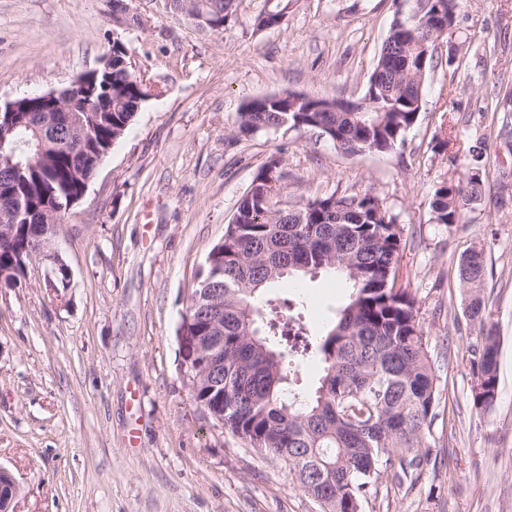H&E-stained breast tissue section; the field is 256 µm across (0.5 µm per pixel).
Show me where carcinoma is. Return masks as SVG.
<instances>
[{
	"label": "carcinoma",
	"instance_id": "carcinoma-1",
	"mask_svg": "<svg viewBox=\"0 0 512 512\" xmlns=\"http://www.w3.org/2000/svg\"><path fill=\"white\" fill-rule=\"evenodd\" d=\"M188 9L202 28L219 32L235 15V0H166ZM395 10L365 95L373 104L346 112L336 98L301 101L293 91L245 102L232 129L237 138L262 132H327L348 154L391 153L422 109L424 80L437 45L456 25L459 0H412ZM294 0H274L256 30L278 27ZM93 112H13L0 121V285L26 280L32 259L49 251L57 224L79 200L112 145L126 133L146 98L130 69L127 49L112 43V72L94 82ZM436 153L454 163L458 135L443 133ZM466 185L442 181L431 207L437 224L458 223L482 200L481 155L466 150ZM286 173L279 154L255 173L224 237L213 245L197 276L180 327L209 336L224 323V433L288 465L296 486L322 512H360L383 478L418 481L429 451L423 436L434 417L438 386L427 351L418 301L399 284L405 240L399 215L371 193H335L280 204ZM333 271L350 289L326 333L303 321V301L285 298L270 318L263 291L284 278ZM484 246L458 262L464 312L474 327L469 350L473 408L486 411L498 393L499 344L493 305L485 295ZM314 354L324 373L314 395L289 389L292 365Z\"/></svg>",
	"mask_w": 512,
	"mask_h": 512
}]
</instances>
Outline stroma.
I'll return each instance as SVG.
<instances>
[{"label": "stroma", "mask_w": 512, "mask_h": 512, "mask_svg": "<svg viewBox=\"0 0 512 512\" xmlns=\"http://www.w3.org/2000/svg\"><path fill=\"white\" fill-rule=\"evenodd\" d=\"M126 2L143 26L117 21L112 0H0V101L68 85L117 39L149 92L58 226L67 279L36 259L21 285L0 288V467L19 486L14 512H320L287 467L196 410L176 336L196 272L275 152L282 202L367 191L404 227L401 283L419 301L439 401L417 484L383 482L362 512H512V186L499 181L512 158L485 113L512 111V0H461L404 146L361 155L313 132L237 139L231 129L242 103L281 89L361 100L393 0H297L260 32L267 0H237L220 33L165 0ZM452 113L462 143L485 146L487 196L448 227L431 200L467 164L433 149ZM479 243L500 341L498 397L484 413L469 395L473 329L457 280L461 254ZM348 295L322 272L264 299L301 298L321 333Z\"/></svg>", "instance_id": "35a3bbf8"}]
</instances>
